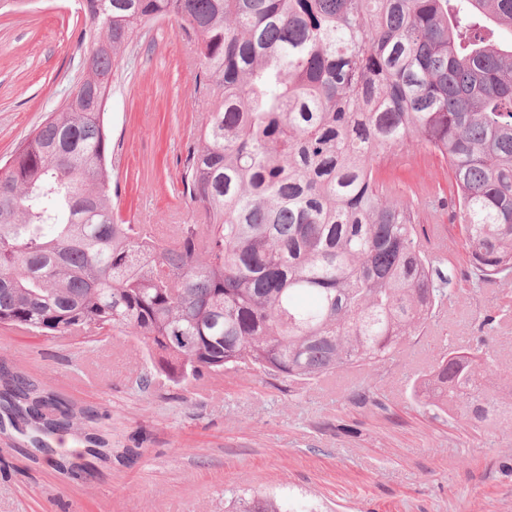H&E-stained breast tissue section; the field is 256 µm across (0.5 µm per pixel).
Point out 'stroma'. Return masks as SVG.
Segmentation results:
<instances>
[{"instance_id":"stroma-1","label":"stroma","mask_w":512,"mask_h":512,"mask_svg":"<svg viewBox=\"0 0 512 512\" xmlns=\"http://www.w3.org/2000/svg\"><path fill=\"white\" fill-rule=\"evenodd\" d=\"M82 0L0 10V163L65 102L82 75ZM207 107L176 19L146 27L112 78L104 126L112 202L130 224L198 221L180 185ZM397 196L421 200L420 224H443L453 271L443 311L395 360L330 382L287 383L248 368L180 385L154 377L143 346L117 335L99 352L81 336L35 337L0 326V394L24 377L73 413L72 433L105 455L56 458L0 411V512H226L232 491L275 494L317 512H512V427L451 421L412 384L445 349H481L512 366V279L477 283L432 153L384 162ZM500 315L495 331L485 316ZM368 400H359L362 391Z\"/></svg>"}]
</instances>
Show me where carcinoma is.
<instances>
[{
	"mask_svg": "<svg viewBox=\"0 0 512 512\" xmlns=\"http://www.w3.org/2000/svg\"><path fill=\"white\" fill-rule=\"evenodd\" d=\"M82 41L112 42L64 105L0 165V324L118 333L179 384L247 367L306 382L388 359L448 299L414 204L379 160L448 166L470 265L512 275V0H83ZM176 17L208 106L180 173L201 224H119L100 100L125 51ZM484 353L448 350L413 395L474 425L512 420ZM15 419L58 430L14 379ZM228 512H287L271 495Z\"/></svg>",
	"mask_w": 512,
	"mask_h": 512,
	"instance_id": "carcinoma-1",
	"label": "carcinoma"
}]
</instances>
